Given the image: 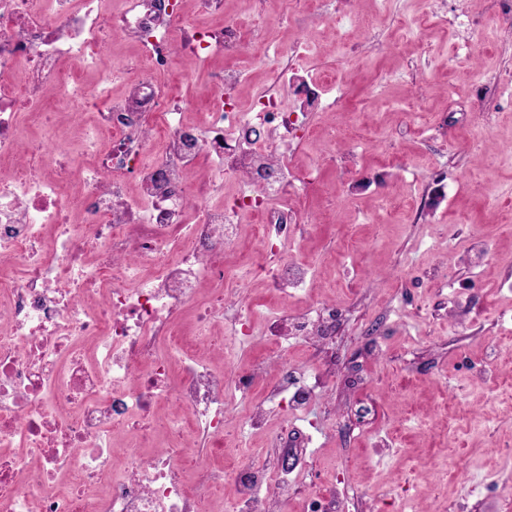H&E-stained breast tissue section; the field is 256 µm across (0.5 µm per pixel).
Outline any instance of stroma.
I'll return each mask as SVG.
<instances>
[{
  "label": "stroma",
  "mask_w": 512,
  "mask_h": 512,
  "mask_svg": "<svg viewBox=\"0 0 512 512\" xmlns=\"http://www.w3.org/2000/svg\"><path fill=\"white\" fill-rule=\"evenodd\" d=\"M500 0H316L285 25L287 0H224L248 42L222 59L245 74L243 100L271 83L262 48L301 47L295 79L331 82L334 110L308 111L319 135L292 151L308 179L307 223L290 259L313 270L280 298L256 277L237 288L257 334L232 374L266 356L268 320L335 301V335L288 341L305 378V411L271 407L248 429L228 398L245 460L288 472L284 512L335 490L336 512H507L512 485V33ZM459 16L455 32L416 23ZM213 66H193L175 94L200 121ZM427 121H410V112ZM317 172H310L313 161ZM441 193L436 208L427 202Z\"/></svg>",
  "instance_id": "35a3bbf8"
}]
</instances>
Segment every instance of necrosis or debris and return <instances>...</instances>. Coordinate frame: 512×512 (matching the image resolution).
<instances>
[{
    "mask_svg": "<svg viewBox=\"0 0 512 512\" xmlns=\"http://www.w3.org/2000/svg\"><path fill=\"white\" fill-rule=\"evenodd\" d=\"M107 2L0 0V512H281L284 476L211 461L227 445V389L250 395L265 372L225 379L255 324L247 308L230 328L218 320L241 214L259 244L245 274L282 294L306 283L284 253L304 183L286 153L314 129L288 106L280 52L249 105L242 71L226 68L209 88L214 111L187 119L168 85L182 59L244 46L224 0H200L217 27L183 0ZM119 41L139 56L105 66ZM117 77L127 91L115 98ZM49 100L90 111L82 153L22 139L23 125L52 124ZM341 315L331 303L274 313L276 356L284 338L332 335Z\"/></svg>",
    "mask_w": 512,
    "mask_h": 512,
    "instance_id": "necrosis-or-debris-1",
    "label": "necrosis or debris"
}]
</instances>
